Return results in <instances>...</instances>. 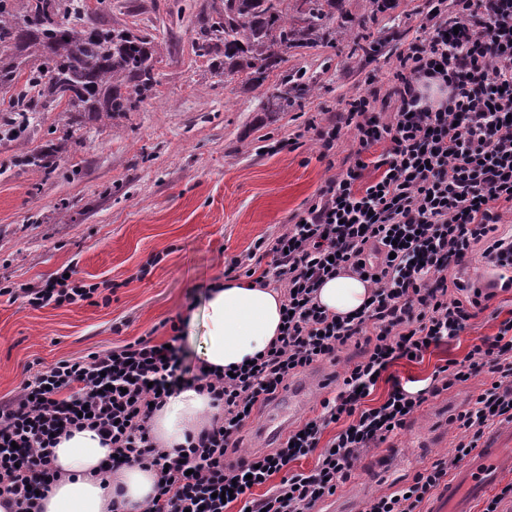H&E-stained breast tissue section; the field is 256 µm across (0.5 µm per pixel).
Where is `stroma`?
<instances>
[{
  "mask_svg": "<svg viewBox=\"0 0 512 512\" xmlns=\"http://www.w3.org/2000/svg\"><path fill=\"white\" fill-rule=\"evenodd\" d=\"M222 0H84L89 20L156 36L158 85L138 111L108 121L61 109L30 115L25 134L10 128L12 90L0 89V282L37 283L66 268L104 285L109 303L33 309L0 297V399L13 397L30 372L61 359L109 350L137 337L168 340L164 321L200 311L208 286L233 258L276 236L357 147L346 128L332 162L319 158L310 122L327 124L370 74L385 77L400 42L416 28L420 0H343L333 36L289 50L264 88L214 72L193 46V29ZM385 46L376 59L352 49L359 21ZM304 77L315 90L288 111L262 112L263 91ZM53 157L44 168L37 157ZM512 313V290L458 338L400 360L390 372L414 388L434 369L460 360L496 333L494 312ZM352 351L319 363L294 381L306 385L310 411L328 396L319 377L343 374ZM488 373L429 399L406 426L363 456L354 478L318 504V512H364L436 459L452 455L454 416Z\"/></svg>",
  "mask_w": 512,
  "mask_h": 512,
  "instance_id": "1",
  "label": "stroma"
}]
</instances>
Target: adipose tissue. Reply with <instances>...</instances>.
<instances>
[{
  "label": "adipose tissue",
  "instance_id": "adipose-tissue-1",
  "mask_svg": "<svg viewBox=\"0 0 512 512\" xmlns=\"http://www.w3.org/2000/svg\"><path fill=\"white\" fill-rule=\"evenodd\" d=\"M369 295L367 282L343 272L321 285L317 300L329 312L346 316L363 309ZM282 313L280 292L226 279L209 288L201 316H189L186 325L191 329L203 325V340L197 349L201 363L222 370L246 363L274 341L280 334ZM219 413L210 395L191 382L180 386L154 413L151 433L165 448L174 449L185 444L187 435L210 425ZM111 454V448L103 446L90 429L61 438L54 463L64 477L41 500V512H112L116 501L124 512H144L156 493L155 472L132 464L112 476L99 477L100 467Z\"/></svg>",
  "mask_w": 512,
  "mask_h": 512
}]
</instances>
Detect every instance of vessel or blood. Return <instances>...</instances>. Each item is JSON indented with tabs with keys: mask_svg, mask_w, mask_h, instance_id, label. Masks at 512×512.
Returning <instances> with one entry per match:
<instances>
[{
	"mask_svg": "<svg viewBox=\"0 0 512 512\" xmlns=\"http://www.w3.org/2000/svg\"><path fill=\"white\" fill-rule=\"evenodd\" d=\"M295 390H288L287 407L270 415L263 425L264 430L278 433L284 429L300 410L295 400ZM501 450L488 445L478 448L473 461L459 469L441 493L440 504L433 512H472V505L484 498L498 480L496 470Z\"/></svg>",
	"mask_w": 512,
	"mask_h": 512,
	"instance_id": "1",
	"label": "vessel or blood"
}]
</instances>
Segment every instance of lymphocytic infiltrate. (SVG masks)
Masks as SVG:
<instances>
[{
    "label": "lymphocytic infiltrate",
    "mask_w": 512,
    "mask_h": 512,
    "mask_svg": "<svg viewBox=\"0 0 512 512\" xmlns=\"http://www.w3.org/2000/svg\"><path fill=\"white\" fill-rule=\"evenodd\" d=\"M421 21L396 56L391 76L370 77L334 122L315 129L321 158L333 156L343 127L358 147L302 212L272 240L232 259L225 276L257 273L280 290L279 337L228 374L195 376L222 414L164 448L150 420L183 380L179 335L153 336L77 359H62L0 400V507L38 512L40 494L62 474L52 466L60 437L91 429L114 453L107 472L136 463L154 469L157 493L145 512H226L232 492L250 512H315L349 481L360 457L403 428L429 398L481 372L492 382L456 420L451 458L416 472L411 482L373 496L365 512H421L494 423L512 421V317L463 360L437 366L418 390L393 381L386 398L365 405L379 377L397 361L458 338L492 293L459 273L472 264L512 267V232H502V204H512V0H423ZM438 88L432 97L430 88ZM370 276V301L352 316L317 300L340 271ZM99 286L56 276L36 285L0 286V297L32 308L92 301ZM359 353L337 377L320 410L289 429L274 448L250 452L243 431L291 377L349 347ZM317 454L309 471L287 467ZM264 487L263 495L253 490Z\"/></svg>",
    "instance_id": "lymphocytic-infiltrate-1"
}]
</instances>
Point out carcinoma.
Segmentation results:
<instances>
[{
	"mask_svg": "<svg viewBox=\"0 0 512 512\" xmlns=\"http://www.w3.org/2000/svg\"><path fill=\"white\" fill-rule=\"evenodd\" d=\"M342 0H224L217 18L203 23L195 44L224 75H244L255 87L284 62L288 50L329 35ZM80 0H26L18 16L12 0H0V88L18 80L16 57L28 64V83L66 112L111 118L136 111L158 84V42L124 27H88ZM352 40L365 56L378 52L368 21ZM313 89L299 81L261 102L262 111L285 112Z\"/></svg>",
	"mask_w": 512,
	"mask_h": 512,
	"instance_id": "cac0c4a2",
	"label": "carcinoma"
}]
</instances>
